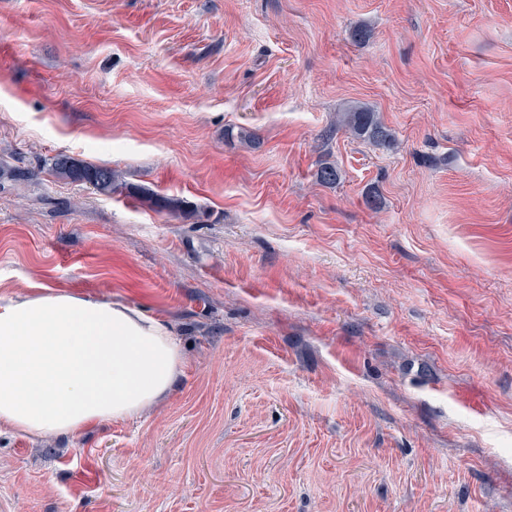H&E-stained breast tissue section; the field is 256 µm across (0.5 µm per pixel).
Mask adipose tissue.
<instances>
[{
    "label": "adipose tissue",
    "instance_id": "adipose-tissue-1",
    "mask_svg": "<svg viewBox=\"0 0 512 512\" xmlns=\"http://www.w3.org/2000/svg\"><path fill=\"white\" fill-rule=\"evenodd\" d=\"M182 367L167 322L127 303L47 287L0 296V428L45 437L133 418Z\"/></svg>",
    "mask_w": 512,
    "mask_h": 512
}]
</instances>
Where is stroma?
<instances>
[{"label": "stroma", "mask_w": 512, "mask_h": 512, "mask_svg": "<svg viewBox=\"0 0 512 512\" xmlns=\"http://www.w3.org/2000/svg\"><path fill=\"white\" fill-rule=\"evenodd\" d=\"M0 162V294L184 358L141 416L1 431L0 512H512V0H0ZM345 124L355 136L369 142L390 144L393 140L390 131L366 108H354L346 112ZM47 170L51 176L69 183L92 184L93 190L105 196L126 188L120 173L107 165L83 163L66 154H56L48 159ZM129 191L137 196L139 201L170 218H183L195 214V208L187 200L175 195H161L146 187H129Z\"/></svg>", "instance_id": "35a3bbf8"}]
</instances>
